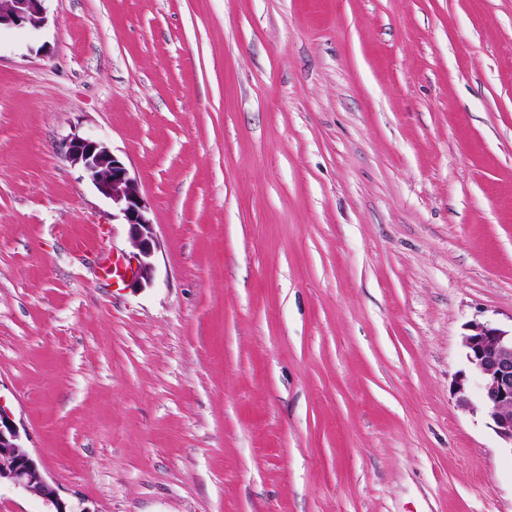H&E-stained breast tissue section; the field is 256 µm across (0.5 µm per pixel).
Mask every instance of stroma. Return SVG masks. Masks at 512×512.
I'll return each instance as SVG.
<instances>
[{
    "mask_svg": "<svg viewBox=\"0 0 512 512\" xmlns=\"http://www.w3.org/2000/svg\"><path fill=\"white\" fill-rule=\"evenodd\" d=\"M0 28V405L83 512H512V0H47ZM135 176L127 227L64 157ZM64 149L67 161L80 167L96 191L112 202V220L128 226L129 238L137 252L135 266L129 263L125 279L137 287L151 283L158 239L137 180L125 163L98 139L74 134L66 140ZM466 330L462 346L470 374L479 381L481 408L512 454V327L473 320Z\"/></svg>",
    "mask_w": 512,
    "mask_h": 512,
    "instance_id": "stroma-1",
    "label": "stroma"
}]
</instances>
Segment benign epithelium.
Masks as SVG:
<instances>
[{
	"label": "benign epithelium",
	"instance_id": "benign-epithelium-1",
	"mask_svg": "<svg viewBox=\"0 0 512 512\" xmlns=\"http://www.w3.org/2000/svg\"><path fill=\"white\" fill-rule=\"evenodd\" d=\"M47 22L46 0H0V26L37 30ZM65 158L80 167L96 191L112 202V219L128 226L136 249V263L127 268L125 279L132 286L151 283L158 246L149 206L130 170L105 144L95 138L75 134L66 140ZM462 346L470 373L458 374L453 393L460 406L482 408L504 449L512 452V329L489 321L473 320L466 326ZM479 381L481 406L471 399V378ZM0 448L14 449L10 463L0 466V483L33 493L53 505L55 512H76L46 479L28 449L21 443L20 430L11 413L0 407Z\"/></svg>",
	"mask_w": 512,
	"mask_h": 512
}]
</instances>
